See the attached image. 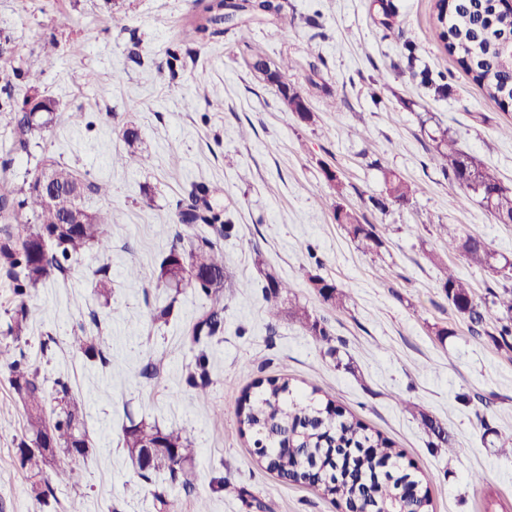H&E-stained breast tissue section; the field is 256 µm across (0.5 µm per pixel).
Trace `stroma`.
Masks as SVG:
<instances>
[{
	"instance_id": "1",
	"label": "stroma",
	"mask_w": 512,
	"mask_h": 512,
	"mask_svg": "<svg viewBox=\"0 0 512 512\" xmlns=\"http://www.w3.org/2000/svg\"><path fill=\"white\" fill-rule=\"evenodd\" d=\"M281 2V14L250 22L247 37L233 28L193 46L173 77L166 60L182 46L193 0H122L117 24L104 0H0V34L11 37L21 72L12 100L29 95L30 70L40 75L39 91L59 103L56 123L25 152H10L14 114L0 110V185L21 187L49 157L110 183L111 195L85 205L114 216L111 249H90L32 295L17 342L46 385H70L89 451L70 461L72 478L55 500H35L14 458L25 416L9 384L12 358L1 357L0 512H157L156 486L142 481L123 444L124 427L141 420L193 440L194 495L169 487L184 512H195L200 496L210 512H342L337 498L284 483L260 462L252 438L239 435L240 399L270 378L332 400L391 440L423 476L433 512H512V458L497 453L500 440L512 439V353L471 336L433 262L455 267L478 296L498 286L440 236L442 224L461 225L512 259V224L496 223L479 198L448 182L433 141L447 131L512 187V109L489 99L436 40L437 0H393L388 20L373 0ZM257 49L273 66L292 60L285 80L305 99L309 120L287 111L277 87L250 68ZM199 84L221 110L190 102ZM74 112L80 123H72ZM128 123L140 131L145 158L135 169L111 162L127 149ZM327 166L344 196L325 179ZM386 168L415 187L406 205L377 207ZM195 183L209 187L234 223L223 240L224 334L199 347L189 329L204 299L156 283L175 203ZM340 202L381 229L378 251H364L337 224ZM131 265L139 279L126 277ZM103 272L112 278L108 301L92 291ZM268 273L290 282L293 300L325 320L336 357L289 318L269 321ZM312 274L345 289L344 310L314 292ZM166 304L168 324L152 323V310ZM76 333L95 337L104 360L74 352ZM201 354L211 379L206 402L185 383ZM154 359L164 369L149 379L142 370ZM463 393L470 403L460 402ZM402 398L451 432L454 454L430 448ZM223 481L232 491L220 489ZM128 484L139 485L138 496H125Z\"/></svg>"
}]
</instances>
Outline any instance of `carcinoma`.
<instances>
[{"label": "carcinoma", "instance_id": "cac0c4a2", "mask_svg": "<svg viewBox=\"0 0 512 512\" xmlns=\"http://www.w3.org/2000/svg\"><path fill=\"white\" fill-rule=\"evenodd\" d=\"M501 0H454L452 17L444 16V3L437 2V38L457 64L473 75L486 95L501 103L512 89V59L505 55V43L512 35V14L501 9ZM197 12L188 22L183 41L200 45L216 40L225 33V25H237L241 14L253 17L278 15L281 4L276 0H195ZM253 69L267 82L283 90V71L290 62L272 69L265 58L252 56ZM34 109L25 98L15 112L11 129V150L26 151L31 140L54 121L58 104L55 99L37 96ZM438 161L448 181L476 195L481 187L492 188L495 196L481 198L482 205L500 224H512V188L504 186L492 173L470 155L456 147L455 140L442 132L433 138ZM50 170L53 183L45 189L37 186L40 173L14 191L0 192V211L10 207V197L19 196L18 209L31 214L32 223L15 241L10 235L0 240V268L4 270L14 295L7 329L0 338V355L18 341L27 320V299L56 275H64L71 262L79 260L88 249L111 247L110 211H89L84 201L91 195L108 194L107 186L82 179L71 167L52 159L43 161ZM385 200L395 204L409 202L415 193L412 185L392 171L384 173ZM173 223L189 229L209 228L213 236L197 235L188 241L175 232L172 244L159 265L158 281L179 292L192 288L205 297L207 304L199 311L191 328V342L200 344L224 334V251L220 239L233 229L232 219L224 207L212 202L210 190L202 183L193 184L177 201ZM336 223L344 226L353 240L364 249L376 251L383 245L373 224L360 223L351 209L336 205ZM443 233L458 244L466 258L505 282L512 283V261L497 259L485 240L465 232L458 224L442 225ZM442 273L440 287L457 313L469 322L474 336H487L496 348L512 352V286L491 292L486 302L475 295L468 281L458 276L448 264L436 260ZM311 288L337 309L345 306L348 294L335 282L319 275L309 276ZM263 291L270 301L268 314L280 315L277 303L291 285L270 274L265 275ZM288 317L298 323L325 349L336 354L335 338L325 324L307 307L292 303ZM72 348L87 357L107 361L96 347L93 336H74ZM10 385L25 411V438L15 448V459L30 482L38 501L54 496V488L45 477V468L58 455L83 457L88 440L82 429L81 411L68 384L55 381L51 394H46L38 372L31 369L24 354L10 365ZM189 387L201 400H207L211 385L204 356H198L193 371L186 378ZM258 391L246 396L237 410L238 432L256 436L255 444H263L257 454L266 468L284 480L307 484L325 495L337 496L347 512H430L432 501L428 486L417 470L405 466L402 453L380 432L339 408L315 401L290 386L286 379H269L257 385ZM401 408L420 419L434 436L432 446L452 454L454 442L441 424L421 412L415 405L399 400ZM124 445L142 478L178 482L191 491L193 484L185 466L194 459L195 448L190 435L174 428H161L144 421L131 423L124 429ZM145 450L156 452V463L146 468L142 463ZM416 484L419 497L408 501L400 496V485Z\"/></svg>", "mask_w": 512, "mask_h": 512}]
</instances>
